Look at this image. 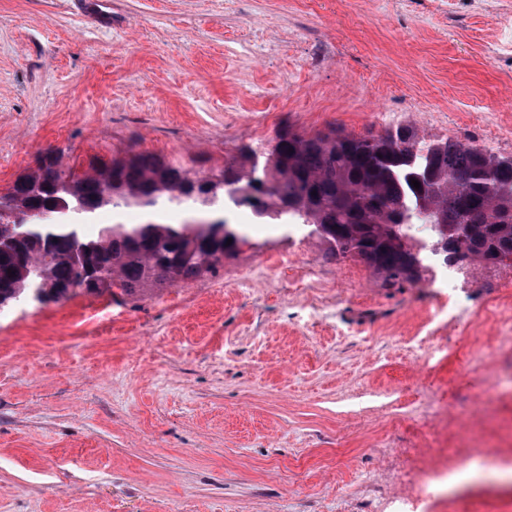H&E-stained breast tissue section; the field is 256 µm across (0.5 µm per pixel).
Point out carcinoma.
Returning <instances> with one entry per match:
<instances>
[{
    "instance_id": "cac0c4a2",
    "label": "carcinoma",
    "mask_w": 512,
    "mask_h": 512,
    "mask_svg": "<svg viewBox=\"0 0 512 512\" xmlns=\"http://www.w3.org/2000/svg\"><path fill=\"white\" fill-rule=\"evenodd\" d=\"M194 163L130 149L94 158L79 175L56 153L39 155L35 170L0 191V310L219 277L224 257L247 242L226 218L232 206L248 207L258 224L314 225L333 245L327 257L362 262L387 288L423 274L407 225L425 211L444 225L438 234L448 229L444 251L494 263L512 256V157L451 137L427 141L411 125L367 136L287 126L267 152L243 145L205 175ZM179 208L210 219L84 231L105 210Z\"/></svg>"
}]
</instances>
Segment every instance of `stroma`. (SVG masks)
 I'll list each match as a JSON object with an SVG mask.
<instances>
[{"mask_svg":"<svg viewBox=\"0 0 512 512\" xmlns=\"http://www.w3.org/2000/svg\"><path fill=\"white\" fill-rule=\"evenodd\" d=\"M0 0V189L135 148L222 166L284 125L412 124L512 156V0ZM215 279L0 312V512H340L434 414L512 404L454 353L512 331V278L477 274L470 316L407 336L434 294L384 288L300 231L250 223Z\"/></svg>","mask_w":512,"mask_h":512,"instance_id":"35a3bbf8","label":"stroma"}]
</instances>
